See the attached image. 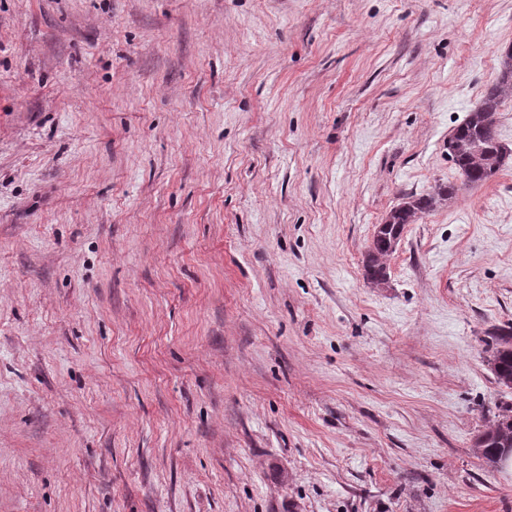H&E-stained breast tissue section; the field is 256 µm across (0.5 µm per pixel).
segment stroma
I'll use <instances>...</instances> for the list:
<instances>
[{"label": "stroma", "mask_w": 512, "mask_h": 512, "mask_svg": "<svg viewBox=\"0 0 512 512\" xmlns=\"http://www.w3.org/2000/svg\"><path fill=\"white\" fill-rule=\"evenodd\" d=\"M511 46L512 0H0V512H512V155L447 148ZM435 197H411L389 212L382 224H378L365 260L367 278L374 284L387 280V258L390 257L400 241L405 224H413L420 214L429 211ZM496 347L492 355V371L498 384L512 390V330L495 337ZM474 448L491 464L512 455V403L500 406L494 420L476 438Z\"/></svg>", "instance_id": "stroma-1"}]
</instances>
